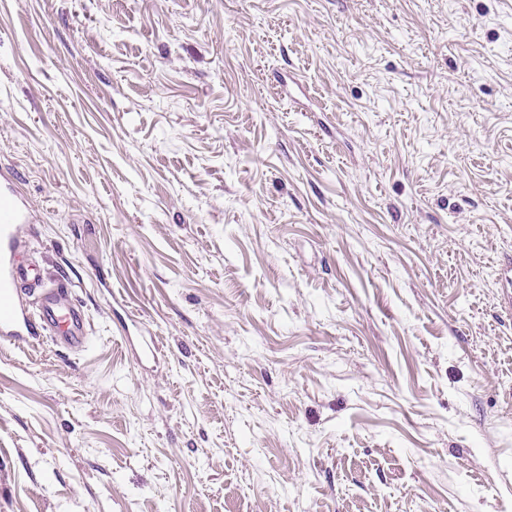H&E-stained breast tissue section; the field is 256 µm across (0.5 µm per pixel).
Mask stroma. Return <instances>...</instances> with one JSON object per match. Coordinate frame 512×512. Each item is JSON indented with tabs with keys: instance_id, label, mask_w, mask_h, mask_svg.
<instances>
[{
	"instance_id": "obj_1",
	"label": "stroma",
	"mask_w": 512,
	"mask_h": 512,
	"mask_svg": "<svg viewBox=\"0 0 512 512\" xmlns=\"http://www.w3.org/2000/svg\"><path fill=\"white\" fill-rule=\"evenodd\" d=\"M1 173L0 512H512V0H0ZM30 209L16 182L0 181V342L27 344L42 336L56 346L81 350L90 325L84 311L63 286L47 287L40 269L26 265L18 239L31 224ZM36 294L30 303L19 295Z\"/></svg>"
}]
</instances>
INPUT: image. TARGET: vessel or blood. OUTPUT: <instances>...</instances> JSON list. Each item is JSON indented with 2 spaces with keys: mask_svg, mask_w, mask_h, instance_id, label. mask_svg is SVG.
<instances>
[{
  "mask_svg": "<svg viewBox=\"0 0 512 512\" xmlns=\"http://www.w3.org/2000/svg\"><path fill=\"white\" fill-rule=\"evenodd\" d=\"M31 221L16 182L0 181V342L11 345L48 337L54 345L80 350L90 325L62 286L49 287L40 269L26 265L18 239Z\"/></svg>",
  "mask_w": 512,
  "mask_h": 512,
  "instance_id": "vessel-or-blood-1",
  "label": "vessel or blood"
}]
</instances>
